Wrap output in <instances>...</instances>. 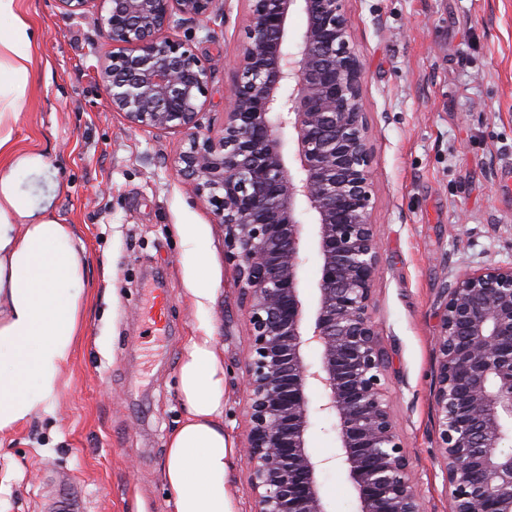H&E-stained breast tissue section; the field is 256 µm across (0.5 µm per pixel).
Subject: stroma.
Returning <instances> with one entry per match:
<instances>
[{"label":"stroma","instance_id":"stroma-1","mask_svg":"<svg viewBox=\"0 0 512 512\" xmlns=\"http://www.w3.org/2000/svg\"><path fill=\"white\" fill-rule=\"evenodd\" d=\"M364 66L372 144L370 221L381 247L373 316L387 355L386 391L425 512H448L437 448L435 340L446 285L464 269L512 265V0H344ZM38 33L16 136L47 159L17 175L20 193L51 206L85 245L88 308L52 411L0 437V512H56L74 494L84 512H173L162 466L184 410L178 363L209 324L224 357V432L233 448L234 512H255L244 385L247 314L224 257V228L177 171L183 134L131 127L113 112L96 67L111 48L96 11L72 17L56 0H20ZM244 0L177 28L212 77L203 130L220 132L242 48ZM191 225L185 244L180 225ZM205 269L212 303L185 283ZM308 446L328 512H357L332 422Z\"/></svg>","mask_w":512,"mask_h":512}]
</instances>
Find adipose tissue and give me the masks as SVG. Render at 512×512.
<instances>
[{
  "label": "adipose tissue",
  "mask_w": 512,
  "mask_h": 512,
  "mask_svg": "<svg viewBox=\"0 0 512 512\" xmlns=\"http://www.w3.org/2000/svg\"><path fill=\"white\" fill-rule=\"evenodd\" d=\"M36 37L19 0H0V436L52 410L87 307L85 249L73 225L34 206L16 185L19 170L46 166L41 152L16 144ZM177 376L184 417L168 437L163 463L174 512H233L224 360L209 325L192 337Z\"/></svg>",
  "instance_id": "adipose-tissue-1"
}]
</instances>
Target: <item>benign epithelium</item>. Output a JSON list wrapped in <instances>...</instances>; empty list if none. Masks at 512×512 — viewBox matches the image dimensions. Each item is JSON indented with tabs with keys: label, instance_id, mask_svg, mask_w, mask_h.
<instances>
[{
	"label": "benign epithelium",
	"instance_id": "7a95c632",
	"mask_svg": "<svg viewBox=\"0 0 512 512\" xmlns=\"http://www.w3.org/2000/svg\"><path fill=\"white\" fill-rule=\"evenodd\" d=\"M56 2L70 16L104 12L112 47L97 77L112 111L133 127L186 136L174 164L224 226L249 323L243 451L257 512H327L318 480L325 461L308 447L315 411L334 419L336 458L358 512H424L372 317L381 270L370 224L372 149L343 0H245L246 41L218 137L200 133L211 67L172 31L183 19L210 21L220 0ZM295 12L305 25L290 45ZM285 129L295 138L291 167ZM301 207L320 258L309 319ZM446 292L433 401L451 512H512V265L459 273ZM310 346L320 351L314 370L304 360ZM313 388L325 397L315 408Z\"/></svg>",
	"mask_w": 512,
	"mask_h": 512
}]
</instances>
